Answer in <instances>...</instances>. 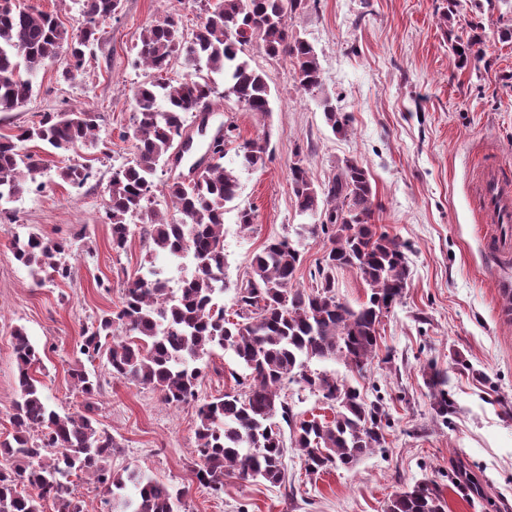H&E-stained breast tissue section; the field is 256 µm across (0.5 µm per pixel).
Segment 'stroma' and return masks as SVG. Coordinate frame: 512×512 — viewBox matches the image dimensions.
<instances>
[{"label": "stroma", "mask_w": 512, "mask_h": 512, "mask_svg": "<svg viewBox=\"0 0 512 512\" xmlns=\"http://www.w3.org/2000/svg\"><path fill=\"white\" fill-rule=\"evenodd\" d=\"M442 0H318L293 14L291 26L314 47L322 90L300 92L289 63L246 49L251 65L265 72L273 110L243 111L215 98L212 124L235 125L241 139L268 135L272 160L257 172H239L241 205L253 207L251 230L234 212L224 215L225 306L253 255L273 237L299 239L303 262L296 284L311 288L323 238L304 234L290 183V167L304 159L309 176L327 184L344 159L367 169L379 204L376 224L409 243V286L384 314L377 354L364 373L339 361H311V369L336 373L366 400L381 399L391 426L386 442L352 470L306 472L289 426H282L285 479L272 485L225 477L213 496L193 473L196 407L166 405L158 392L112 379L104 360L88 367L103 389L96 417L119 444L113 472L136 469L184 489L183 512H385L388 500L415 483L435 481L445 512H512V320L501 321L495 282L512 277V258L493 260L485 242L493 225L474 220L475 184L481 165L512 180V0H458L442 20ZM173 18L192 34L204 19L193 0H121L119 13L101 21L83 70L58 79L66 57L37 75L32 97L0 112V134L40 120L43 113L83 108L98 115L106 149L61 153L39 148L42 191L7 206L0 219V435L10 429L18 397L11 336L25 327L42 357L41 379L51 408L72 414L83 398L67 370L79 356L81 333L103 312L119 306L127 275L163 265L139 232L125 250L112 248L101 217L115 169L134 151L132 90L150 78L135 67L136 45L151 22ZM483 38L481 60L460 66L453 45L472 34ZM347 112L344 133L325 121L324 101ZM79 163L92 170L83 186L61 181L58 167ZM36 233L67 240L66 280L34 281L15 260V236ZM200 400L232 391L234 356L214 349L203 359ZM447 373L455 403L449 423L433 409L425 383L428 366Z\"/></svg>", "instance_id": "obj_1"}]
</instances>
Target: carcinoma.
Returning a JSON list of instances; mask_svg holds the SVG:
<instances>
[{"label":"carcinoma","instance_id":"1","mask_svg":"<svg viewBox=\"0 0 512 512\" xmlns=\"http://www.w3.org/2000/svg\"><path fill=\"white\" fill-rule=\"evenodd\" d=\"M310 0H207L204 22L188 38L171 20L148 25L140 37L136 62L154 73L133 90L135 112L133 158L112 173L107 187L104 223L110 225L112 249H125L130 224H140L141 236L155 253L186 260L192 272L170 293L164 271L154 265L127 278L121 306L105 312L83 330L80 354L106 359L114 379L157 390L163 401L180 407L198 399L202 376L199 362L213 349L234 353L241 372H231L237 389L202 403L197 410L195 437L201 463L199 484L212 495L224 493V476L243 482L284 479L283 442L273 419L293 418L282 399L285 383L303 385L325 400L331 416H314L294 423L295 447L312 474L351 468L365 454L382 446L390 427L382 399L366 401L359 389L334 374L308 369L313 359H341L361 372L376 355L382 309H391L404 295L410 278L407 246L382 226L372 223L377 208L370 176L354 158L325 187L311 181L303 160L290 169L298 214L313 219L303 231L323 235L328 247L311 277V290L294 284L302 255L286 236L272 238L255 254L236 286L235 318L226 317L219 299L224 295V213L237 210V224L249 229L254 209L235 204L238 177L224 167L226 147L239 135L224 126V140L208 146V163L193 178L163 182L180 219L167 220L155 207L154 178L170 163L175 149L188 137V116L209 106L216 87L211 74L224 76V98L247 112L272 111V91L266 74L246 58V47L259 43L266 56L291 65L298 90L314 94L322 88L321 69L313 46L288 18ZM121 0H84L82 28L74 34L46 12H29L12 0H0V112L26 103L32 79L52 65L60 50L69 60L60 72L69 82L82 68L84 47L95 38L99 21L118 13ZM181 62L177 84L162 73ZM324 117L333 132H345L350 115L324 101ZM98 116L75 109L64 117L51 112L38 125L14 135H0V204L32 191L42 174L39 154L21 143L37 140L69 152L99 145ZM242 169L257 170L270 159L263 137L237 143ZM59 178L82 186L91 178L88 167L69 164ZM16 260L32 278L42 275L65 280L71 267L62 262L66 240L35 234L14 238ZM350 268L369 288L368 300L352 307L336 299L337 269ZM128 333L114 335L116 327ZM18 371L19 398L9 415L11 431L0 439V456L27 462L24 469H0V512H42L50 500L55 512H85L73 496L72 476L94 480L108 498L105 512H180L183 492L145 478L137 470L114 476L110 468L118 444L94 417L101 393L100 376L75 360L69 377L84 397V411L60 415L53 410L39 379L41 357L22 327L12 336ZM426 385L433 391L437 417L448 421L454 404L446 375L429 366ZM132 487V493L120 491ZM438 485L420 482L394 494L387 512H445Z\"/></svg>","mask_w":512,"mask_h":512}]
</instances>
